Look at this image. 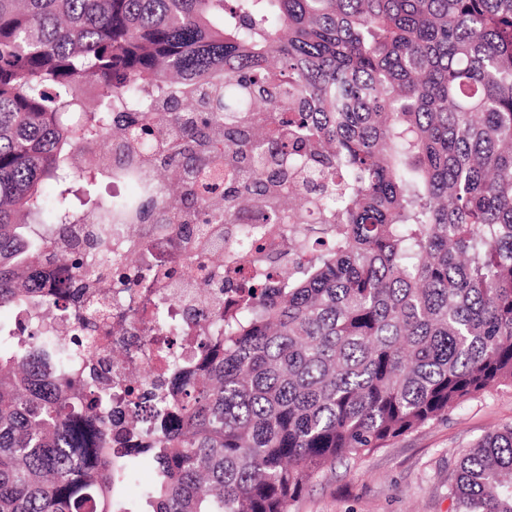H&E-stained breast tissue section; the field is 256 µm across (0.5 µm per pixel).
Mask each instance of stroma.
<instances>
[{
    "label": "stroma",
    "mask_w": 512,
    "mask_h": 512,
    "mask_svg": "<svg viewBox=\"0 0 512 512\" xmlns=\"http://www.w3.org/2000/svg\"><path fill=\"white\" fill-rule=\"evenodd\" d=\"M512 424V388L466 403L362 459L325 468L293 512H452L448 476L482 435Z\"/></svg>",
    "instance_id": "35a3bbf8"
}]
</instances>
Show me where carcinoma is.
<instances>
[{
  "label": "carcinoma",
  "mask_w": 512,
  "mask_h": 512,
  "mask_svg": "<svg viewBox=\"0 0 512 512\" xmlns=\"http://www.w3.org/2000/svg\"><path fill=\"white\" fill-rule=\"evenodd\" d=\"M121 140L108 174L76 167ZM222 165L226 186L209 180ZM135 186L72 200V182ZM290 224L298 260L224 308L201 368L112 441L100 348L0 327V512H292L328 464L512 387V0H0V309L66 310L31 271L70 224H125L62 260L136 262L146 224ZM228 244L197 261L220 287ZM512 512V424L448 479ZM132 477L125 487V500L135 511L151 510L145 491L153 484L155 473L149 458H138L131 462Z\"/></svg>",
  "instance_id": "carcinoma-1"
}]
</instances>
